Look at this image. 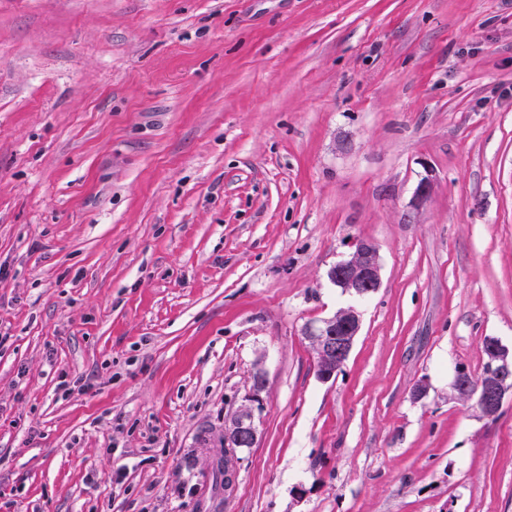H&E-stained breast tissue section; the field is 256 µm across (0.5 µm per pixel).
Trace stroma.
<instances>
[{
  "label": "stroma",
  "instance_id": "35a3bbf8",
  "mask_svg": "<svg viewBox=\"0 0 512 512\" xmlns=\"http://www.w3.org/2000/svg\"><path fill=\"white\" fill-rule=\"evenodd\" d=\"M0 333V512H512V0H0ZM348 258L337 263L329 271L330 281L344 292L364 298L375 293L381 286L380 265L374 245L365 239L351 243ZM360 329V315L353 307L340 310L333 317L305 325L303 334L316 353L321 379L330 380L341 370ZM492 342L493 339H487L484 344V352L489 360V366L487 369V361L481 378L474 379L469 374V379L467 370L464 367H458L452 383V388L458 398L476 397L477 407L482 416L487 419H495L502 409L506 395H512V356L509 357V352L501 348L498 343ZM490 344L489 358L488 347ZM471 383L473 385L481 384L473 387ZM264 387L261 374H256L251 394L240 404L230 420L224 425V467L228 486L224 491H231L238 465V452L254 448L258 442L256 412L262 409L260 393Z\"/></svg>",
  "mask_w": 512,
  "mask_h": 512
}]
</instances>
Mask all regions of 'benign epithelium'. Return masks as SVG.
<instances>
[{"instance_id": "benign-epithelium-1", "label": "benign epithelium", "mask_w": 512, "mask_h": 512, "mask_svg": "<svg viewBox=\"0 0 512 512\" xmlns=\"http://www.w3.org/2000/svg\"><path fill=\"white\" fill-rule=\"evenodd\" d=\"M351 248L352 252L348 258L332 267L328 277L336 287L364 298L375 293L381 286L377 251L374 245L365 239L353 241ZM360 329V315L353 307L340 310L330 318L305 325L303 334L316 353L318 375L321 379L330 380L341 370ZM263 387L262 375H255L251 394L224 425L227 493L234 484L238 465L237 453L255 447L258 442L256 413L262 409L260 393ZM452 388L458 397L476 398L477 407L483 417L496 418L506 395H512V356L499 344H491L489 366L484 381L477 387L472 386L467 370L459 367Z\"/></svg>"}]
</instances>
